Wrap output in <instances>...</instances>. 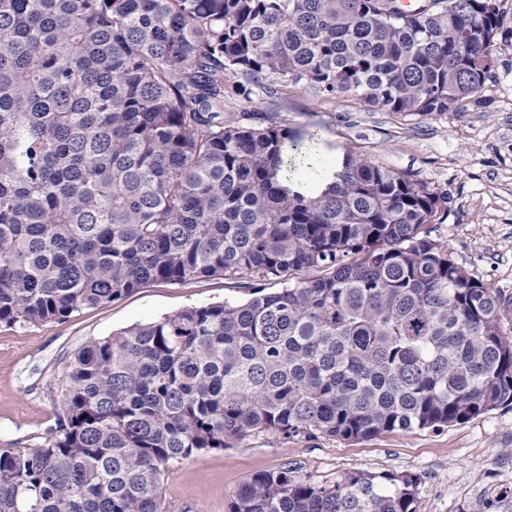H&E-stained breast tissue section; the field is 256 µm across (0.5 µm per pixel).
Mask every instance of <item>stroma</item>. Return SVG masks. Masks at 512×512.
Here are the masks:
<instances>
[{
  "instance_id": "35a3bbf8",
  "label": "stroma",
  "mask_w": 512,
  "mask_h": 512,
  "mask_svg": "<svg viewBox=\"0 0 512 512\" xmlns=\"http://www.w3.org/2000/svg\"><path fill=\"white\" fill-rule=\"evenodd\" d=\"M498 5L497 63L466 111L403 118L344 94L328 100L293 86L281 99L258 92L234 107L278 110L296 136L321 134L322 155L360 152L445 196L433 238L447 245L455 263L512 305V0ZM251 296V289L220 276L177 284L153 281L63 321L0 323V453L51 438L66 365L89 341L188 307L242 303ZM292 461L329 477L413 475L416 512H486L490 503L496 512H512V406L441 430L370 439L259 433L235 447L170 463L163 491L173 512H229L243 481Z\"/></svg>"
}]
</instances>
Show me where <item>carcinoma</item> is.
Wrapping results in <instances>:
<instances>
[{
    "label": "carcinoma",
    "mask_w": 512,
    "mask_h": 512,
    "mask_svg": "<svg viewBox=\"0 0 512 512\" xmlns=\"http://www.w3.org/2000/svg\"><path fill=\"white\" fill-rule=\"evenodd\" d=\"M491 2L0 0V323L151 281L285 284L82 348L55 436L0 453V512H171L170 463L252 434L369 439L512 405L504 301L431 236L442 198L231 109L302 85L461 111L496 64ZM416 484L289 462L230 512H416Z\"/></svg>",
    "instance_id": "obj_1"
}]
</instances>
